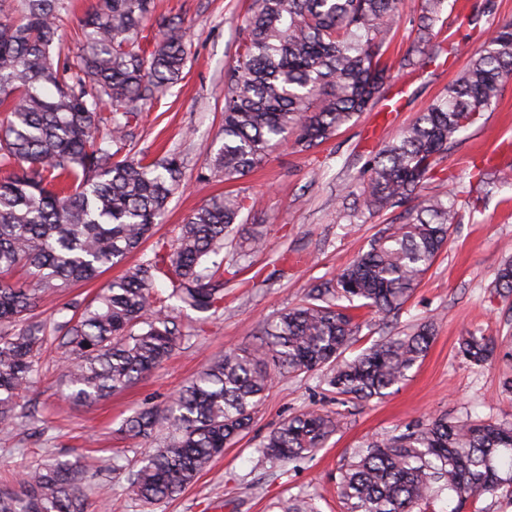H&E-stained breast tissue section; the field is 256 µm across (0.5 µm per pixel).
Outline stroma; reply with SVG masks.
Wrapping results in <instances>:
<instances>
[{"label": "stroma", "mask_w": 512, "mask_h": 512, "mask_svg": "<svg viewBox=\"0 0 512 512\" xmlns=\"http://www.w3.org/2000/svg\"><path fill=\"white\" fill-rule=\"evenodd\" d=\"M483 2L446 0L441 18L453 51L412 70H393L381 95H399V111L369 108L310 151L276 145L262 168L229 184L210 168L222 138L224 70L234 61L238 29L251 0H158V14L183 18L190 54L181 80L158 103L143 108L134 145L154 156L177 152L183 160L182 186L140 254L92 282L62 291L40 313L47 317L65 304L89 301L139 258L150 257L156 246L172 244L178 225L194 209L229 192L242 198V223L262 231L265 249L225 283L223 314L205 323L199 312L173 310L184 338L171 358L92 407L65 403L60 353L52 348L43 354L29 393L36 423L0 429V485L25 467L57 457L87 472L88 512H142L126 493V476L158 443L126 437L124 420L172 398L226 350L254 345L263 319L300 303L315 284L334 279L379 229L395 223V212L368 213L349 192L372 154L444 95L480 49L487 30L469 27L465 18ZM482 167L499 179L490 199L464 180ZM424 192L457 196L462 221L452 226L446 249L399 311L385 321L367 316L346 352L355 357L386 335L408 334L434 319L433 341L398 391L340 405L328 397L319 373L278 378L249 433L153 512H273L277 501L306 494L315 498L320 512H343L336 483L343 465L367 441L438 416L512 423V393L503 387L512 380V293L494 286L496 267L512 254V81L498 104L449 147ZM471 332L495 339L491 365L472 364L459 354L461 337ZM308 409L339 413L340 430L304 463L264 457L265 436L284 418Z\"/></svg>", "instance_id": "35a3bbf8"}]
</instances>
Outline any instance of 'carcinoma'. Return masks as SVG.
I'll list each match as a JSON object with an SVG mask.
<instances>
[{
    "label": "carcinoma",
    "mask_w": 512,
    "mask_h": 512,
    "mask_svg": "<svg viewBox=\"0 0 512 512\" xmlns=\"http://www.w3.org/2000/svg\"><path fill=\"white\" fill-rule=\"evenodd\" d=\"M444 0H424L418 36L400 59L411 69L436 60L431 43ZM69 0H17L19 17L0 12V427L31 421L26 396L47 342L63 349L66 399L90 406L160 366L182 338L169 300L213 315L224 310V273L207 259L225 252L239 273L264 249L262 233L243 235V200L213 198L179 225L170 248L130 267L87 303L56 310L41 303L91 281L138 252L160 223L181 182L174 153L133 151L142 106L177 83L188 60L179 16L161 17L149 38L155 0H96L80 20L81 36L61 31ZM402 0H252L238 31L234 64L224 71L223 143L212 169L238 180L266 163L272 145L293 137L299 152L333 137L370 105L388 79L391 33ZM512 77V23L499 24L483 50L417 122L368 161L357 199L371 213L405 208L305 299L259 327L260 343L232 349L191 379L168 403L125 421L132 439L164 437L128 478L134 499L155 505L196 481L244 432L272 378L323 372L336 401L367 402L391 394L430 347L432 325L389 336L347 360L360 323L354 301L388 316L409 297L460 223L453 197L427 196L448 145L501 98ZM24 270L33 287L5 277ZM167 281L171 291L156 288ZM495 287L512 292V257L497 267ZM470 363L484 365L495 341H459ZM332 412L306 410L281 421L262 453L288 463L311 457L336 433ZM86 476L49 459L0 489V512H85ZM512 488V424L434 417L369 442L341 470L337 494L346 512H422L447 497L450 512L475 496ZM282 512H319L299 496Z\"/></svg>",
    "instance_id": "cac0c4a2"
}]
</instances>
